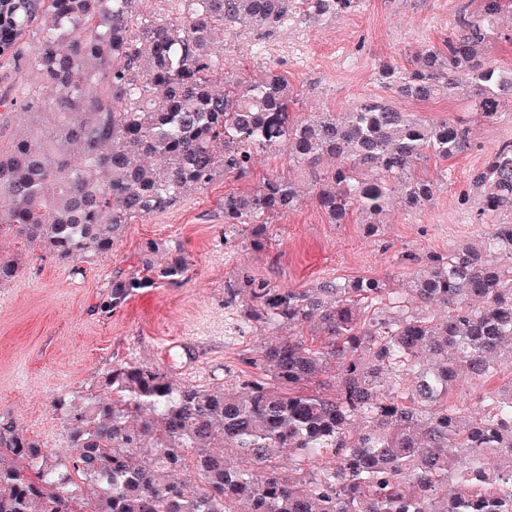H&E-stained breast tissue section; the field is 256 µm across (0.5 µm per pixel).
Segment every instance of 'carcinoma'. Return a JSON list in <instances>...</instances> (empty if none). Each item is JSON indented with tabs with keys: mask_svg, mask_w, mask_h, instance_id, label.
Masks as SVG:
<instances>
[{
	"mask_svg": "<svg viewBox=\"0 0 512 512\" xmlns=\"http://www.w3.org/2000/svg\"><path fill=\"white\" fill-rule=\"evenodd\" d=\"M149 2L43 0L20 19L25 41L6 65L35 78L0 96V132L16 111L40 115L42 89L56 100L48 123L0 152V238H23L77 270L184 190L250 175L260 150L308 169L333 222L356 214L375 233L394 193L412 213L432 200L420 163L472 145L467 123L416 117L380 97L300 119L284 76L235 78L213 46L218 30L271 34L365 0H172L170 21ZM504 7L481 0L441 45L382 66L378 80L418 101L465 97L478 120L499 121L512 72L477 47ZM476 188L481 246L434 257L400 292L387 278L288 289L238 272L224 303L285 334L232 389L119 363L103 377L105 396L54 401L72 424L71 452L54 461L0 423V512H512V392L449 401L461 381L512 372V224L499 221L512 208L511 143L493 151ZM299 204L291 179L267 176L224 195V223L252 225L262 249L269 220ZM185 270L179 256L148 263L144 276L112 280L95 308L109 315Z\"/></svg>",
	"mask_w": 512,
	"mask_h": 512,
	"instance_id": "cac0c4a2",
	"label": "carcinoma"
}]
</instances>
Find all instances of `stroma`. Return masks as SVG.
I'll return each instance as SVG.
<instances>
[{"instance_id": "obj_1", "label": "stroma", "mask_w": 512, "mask_h": 512, "mask_svg": "<svg viewBox=\"0 0 512 512\" xmlns=\"http://www.w3.org/2000/svg\"><path fill=\"white\" fill-rule=\"evenodd\" d=\"M480 0H367L363 10L316 24H295L269 36L252 28L218 42L238 77L274 70L298 93L299 115L340 112L363 98L384 95L380 65L404 64L427 44H440L461 7L478 10ZM403 112L432 119L470 122L471 148L422 170L438 178L437 192L419 214L392 204L377 235L355 219L331 223L316 204L309 171L286 154L260 153L250 177L225 175L188 191L173 207L125 225L111 253L89 258L81 272L20 238H0V256L18 266L0 282V421L9 419L47 453L70 450L71 426L53 407L57 398L78 400L101 393L113 365L134 361L174 366L180 380L201 386L237 384L251 374L271 331L225 305L224 286L238 266L260 282L308 288L325 281L388 277L405 286L411 267L398 264L411 251L420 263L463 244L480 243L477 176L493 149L512 142V118L486 124L459 98L416 102L392 96ZM449 178H441V171ZM269 174L293 179L301 206L275 217L264 249H252L250 225L224 226L225 194L244 192ZM182 254L188 267L178 280L145 288L105 316L95 305L113 278L137 271L139 261L164 262Z\"/></svg>"}]
</instances>
